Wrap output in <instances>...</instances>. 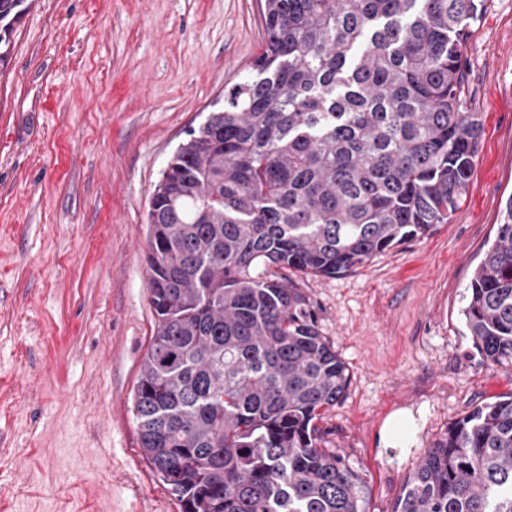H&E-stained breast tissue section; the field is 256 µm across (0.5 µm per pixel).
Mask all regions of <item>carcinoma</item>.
I'll return each instance as SVG.
<instances>
[{"label": "carcinoma", "mask_w": 512, "mask_h": 512, "mask_svg": "<svg viewBox=\"0 0 512 512\" xmlns=\"http://www.w3.org/2000/svg\"><path fill=\"white\" fill-rule=\"evenodd\" d=\"M25 2L0 0V64ZM484 3L264 0L252 74L163 169L133 409L183 512H363L314 425L347 367L269 268L335 278L448 222L483 130L464 111L463 46ZM462 315L483 361L512 365V195ZM392 512H512V397L457 420Z\"/></svg>", "instance_id": "1"}]
</instances>
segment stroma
Wrapping results in <instances>:
<instances>
[{
	"label": "stroma",
	"instance_id": "stroma-1",
	"mask_svg": "<svg viewBox=\"0 0 512 512\" xmlns=\"http://www.w3.org/2000/svg\"><path fill=\"white\" fill-rule=\"evenodd\" d=\"M260 0H34L0 67V512H182L139 446L133 397L155 313L147 209L189 129L250 73ZM483 133L448 223L343 276L289 278L348 368L318 422L391 512L425 449L512 396L461 309L512 196V0L465 40ZM416 443L387 448L396 411ZM418 422L408 410L394 413L385 423L383 442L386 447H402L406 442L416 438Z\"/></svg>",
	"mask_w": 512,
	"mask_h": 512
}]
</instances>
